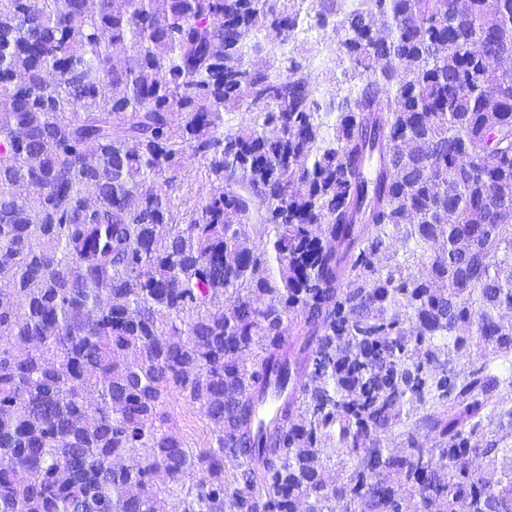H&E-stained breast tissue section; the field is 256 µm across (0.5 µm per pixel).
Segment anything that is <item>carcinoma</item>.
Masks as SVG:
<instances>
[{
  "mask_svg": "<svg viewBox=\"0 0 512 512\" xmlns=\"http://www.w3.org/2000/svg\"><path fill=\"white\" fill-rule=\"evenodd\" d=\"M305 2L0 0V512H162L197 469L183 512L512 502L488 432L512 427V0ZM312 14L356 81L327 91L331 132L275 51ZM227 108L252 117L227 130ZM188 149L224 189L180 216L164 176ZM255 215L272 236L249 247ZM278 383L281 426L256 430ZM174 394L215 449L171 431ZM203 474L201 471L196 470L192 474L188 475L183 481V488H176L170 491H163L161 493V497L163 498V510L164 512H182V503L181 498L183 496L182 491L191 486L192 484H196L201 478Z\"/></svg>",
  "mask_w": 512,
  "mask_h": 512,
  "instance_id": "carcinoma-1",
  "label": "carcinoma"
}]
</instances>
